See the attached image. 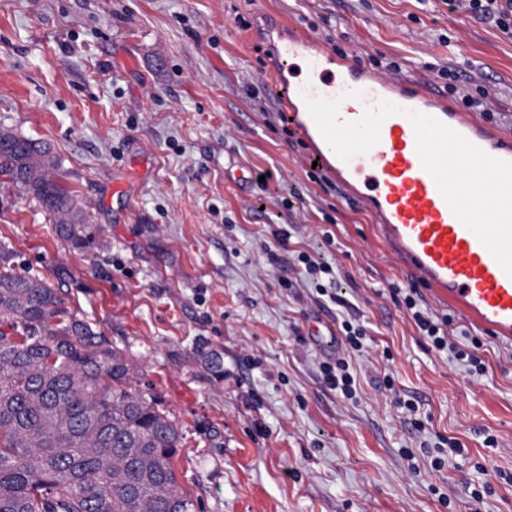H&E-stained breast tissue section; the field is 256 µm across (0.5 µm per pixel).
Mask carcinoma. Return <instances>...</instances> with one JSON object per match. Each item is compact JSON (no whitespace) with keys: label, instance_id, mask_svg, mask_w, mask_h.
Segmentation results:
<instances>
[{"label":"carcinoma","instance_id":"carcinoma-1","mask_svg":"<svg viewBox=\"0 0 512 512\" xmlns=\"http://www.w3.org/2000/svg\"><path fill=\"white\" fill-rule=\"evenodd\" d=\"M0 178L70 248L96 247L51 146L1 126ZM181 442L111 340L0 246V512H195L173 468Z\"/></svg>","mask_w":512,"mask_h":512}]
</instances>
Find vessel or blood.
I'll list each match as a JSON object with an SVG mask.
<instances>
[{
	"mask_svg": "<svg viewBox=\"0 0 512 512\" xmlns=\"http://www.w3.org/2000/svg\"><path fill=\"white\" fill-rule=\"evenodd\" d=\"M270 70L291 126L310 158L376 215L379 230L418 280L462 316L512 342V276L452 213L416 150L415 130L402 115L386 118L366 153L340 159L313 121L307 98L339 100V118L359 120L387 101L437 118L493 158L512 162V141L491 133L447 99L408 78H385L335 55L312 37L265 15Z\"/></svg>",
	"mask_w": 512,
	"mask_h": 512,
	"instance_id": "1",
	"label": "vessel or blood"
}]
</instances>
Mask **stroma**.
I'll return each mask as SVG.
<instances>
[{"mask_svg": "<svg viewBox=\"0 0 512 512\" xmlns=\"http://www.w3.org/2000/svg\"><path fill=\"white\" fill-rule=\"evenodd\" d=\"M266 10L372 72L397 61L454 104L437 71L466 65L495 107L482 124L512 135V35L448 0H0V126L53 147L98 246L61 243L3 182L0 243L179 422L174 469L196 512H512V344L423 288L455 342L481 339L487 371L470 374L398 305L392 287L414 281L404 260L365 202L312 170L284 118L252 37ZM292 250L338 265L345 306L312 296ZM315 314L366 328L354 400L322 379ZM388 371L391 392L376 386ZM399 397L418 402L424 430ZM440 434L463 448L444 469L404 456Z\"/></svg>", "mask_w": 512, "mask_h": 512, "instance_id": "35a3bbf8", "label": "stroma"}]
</instances>
